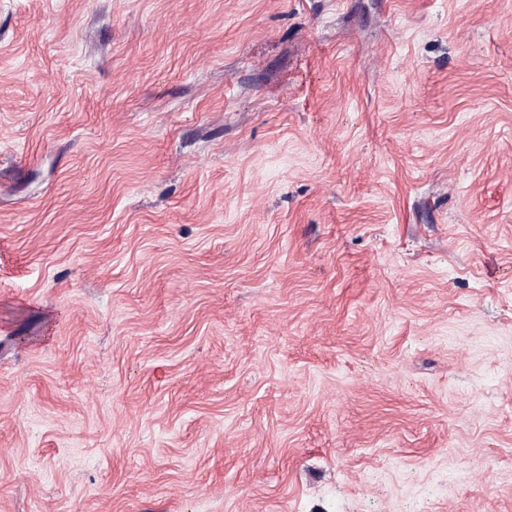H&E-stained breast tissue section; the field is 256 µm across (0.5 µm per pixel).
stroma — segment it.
<instances>
[{
  "mask_svg": "<svg viewBox=\"0 0 512 512\" xmlns=\"http://www.w3.org/2000/svg\"><path fill=\"white\" fill-rule=\"evenodd\" d=\"M0 512H512V0H0Z\"/></svg>",
  "mask_w": 512,
  "mask_h": 512,
  "instance_id": "obj_1",
  "label": "stroma"
}]
</instances>
